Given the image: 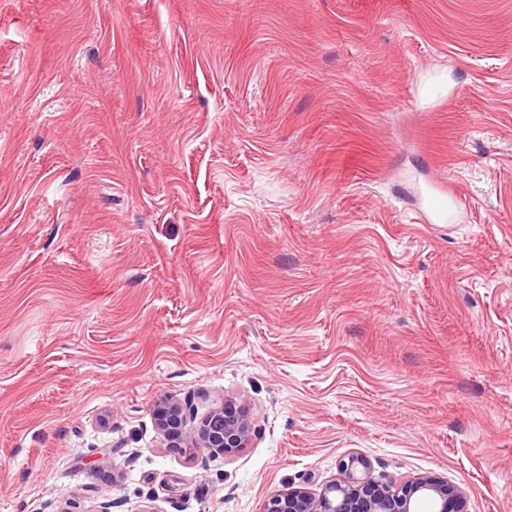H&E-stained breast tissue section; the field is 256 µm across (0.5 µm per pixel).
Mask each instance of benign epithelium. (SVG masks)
I'll list each match as a JSON object with an SVG mask.
<instances>
[{
    "instance_id": "7a95c632",
    "label": "benign epithelium",
    "mask_w": 512,
    "mask_h": 512,
    "mask_svg": "<svg viewBox=\"0 0 512 512\" xmlns=\"http://www.w3.org/2000/svg\"><path fill=\"white\" fill-rule=\"evenodd\" d=\"M155 425L164 440L185 441L191 448L233 456L248 447L252 420L242 405L226 400L187 428L183 406L162 398L154 406ZM343 479L317 495L289 487L270 494L264 512H418L427 500L431 512H463L466 493L435 476L422 474L396 486L374 476L371 463L352 453L339 462Z\"/></svg>"
}]
</instances>
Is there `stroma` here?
I'll list each match as a JSON object with an SVG mask.
<instances>
[{
	"mask_svg": "<svg viewBox=\"0 0 512 512\" xmlns=\"http://www.w3.org/2000/svg\"><path fill=\"white\" fill-rule=\"evenodd\" d=\"M351 453L512 512V0H0V512H263ZM463 207L460 197L448 186V191L437 188L435 194L429 196L428 213L438 219H451L454 212ZM155 425L164 440H184L189 448H205L212 454L233 456L247 448L252 438L249 413L232 400L203 416L191 429L183 406L162 398L154 406Z\"/></svg>",
	"mask_w": 512,
	"mask_h": 512,
	"instance_id": "obj_1",
	"label": "stroma"
}]
</instances>
